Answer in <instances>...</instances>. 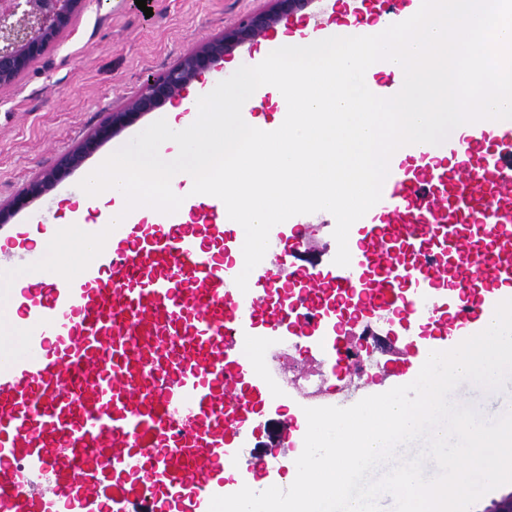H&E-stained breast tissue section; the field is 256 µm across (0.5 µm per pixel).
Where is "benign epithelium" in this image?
I'll return each mask as SVG.
<instances>
[{
    "label": "benign epithelium",
    "instance_id": "obj_1",
    "mask_svg": "<svg viewBox=\"0 0 512 512\" xmlns=\"http://www.w3.org/2000/svg\"><path fill=\"white\" fill-rule=\"evenodd\" d=\"M314 0H267L263 8L250 11L224 31L189 51L180 61L147 80L134 101L112 110L70 153L61 157L39 178L0 206V224H7L20 211L41 197L105 142L141 117L181 98L193 80L237 48L273 30L288 16L302 13ZM87 7V0H0V89L15 84L51 48Z\"/></svg>",
    "mask_w": 512,
    "mask_h": 512
}]
</instances>
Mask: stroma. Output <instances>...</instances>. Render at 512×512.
I'll use <instances>...</instances> for the list:
<instances>
[{"label":"stroma","instance_id":"stroma-1","mask_svg":"<svg viewBox=\"0 0 512 512\" xmlns=\"http://www.w3.org/2000/svg\"><path fill=\"white\" fill-rule=\"evenodd\" d=\"M90 0L60 42L11 88L0 91V204L51 167L90 134L112 109L130 104L147 78L220 34L264 0ZM296 16L238 48L193 81L186 96L255 65L279 36L307 29ZM159 109L105 143L46 195L14 216L17 224H61L88 169L158 119Z\"/></svg>","mask_w":512,"mask_h":512}]
</instances>
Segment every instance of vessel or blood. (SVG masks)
<instances>
[{
    "mask_svg": "<svg viewBox=\"0 0 512 512\" xmlns=\"http://www.w3.org/2000/svg\"><path fill=\"white\" fill-rule=\"evenodd\" d=\"M422 0H354V35L372 17L407 20ZM57 231L18 224L0 271L34 263ZM319 226H274L275 252L248 279L220 222L122 224L73 280L24 274L6 307L32 332L30 354L0 368V512H209L213 496L257 481L290 486L304 447L261 451L281 410L311 399L245 359L297 338L341 361L355 323L386 316L408 342L397 367L356 398L412 382L429 353L484 330L512 299V120L468 124L439 145L394 152L382 198L351 226V261L299 264Z\"/></svg>",
    "mask_w": 512,
    "mask_h": 512,
    "instance_id": "obj_1",
    "label": "vessel or blood"
}]
</instances>
